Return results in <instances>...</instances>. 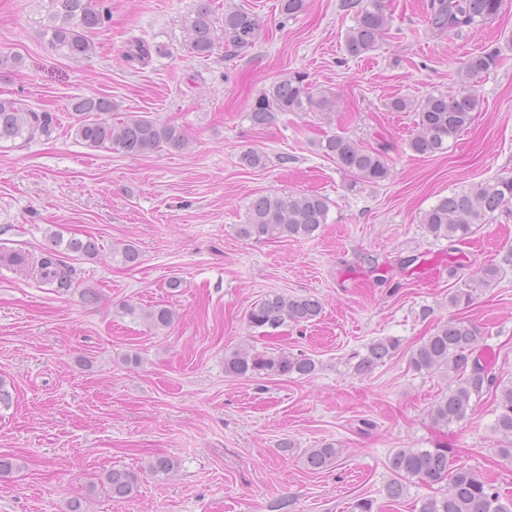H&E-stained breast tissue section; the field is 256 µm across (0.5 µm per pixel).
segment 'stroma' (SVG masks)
I'll return each instance as SVG.
<instances>
[{"mask_svg":"<svg viewBox=\"0 0 512 512\" xmlns=\"http://www.w3.org/2000/svg\"><path fill=\"white\" fill-rule=\"evenodd\" d=\"M383 2L386 37L352 58L344 39L356 13L344 0H307L285 24L279 0H213L219 13L253 11L260 37L238 55L218 48L198 59L183 29L195 0H105L110 21L93 36L94 54L74 61L39 39L38 0H0V51L21 58L0 69V94L57 117L51 138L0 148V255L37 261L54 235L100 248L93 259L60 250L74 270L66 288L0 262V381L12 395L0 406V455L21 464L0 477V512H68L75 499L83 512H269L280 497L288 512H350L362 497L379 512H418L439 485L416 481L389 500L387 459L439 444L454 465L512 494V460L498 455L492 431L494 395L435 427L428 412L450 380L410 364L437 324L457 316L482 327L483 361L512 379V214L461 243L433 239L420 222L442 197L512 174V0L450 36L431 30L428 0ZM135 39L157 49L146 65L122 59ZM491 44L501 62L474 80L471 125L447 153L411 152L417 115L391 111L390 101L454 93L463 63ZM293 71L335 110L252 125L249 104ZM77 97L181 126L190 146L140 157L88 147L72 131ZM333 133L386 144L388 178L353 183L317 147ZM248 149L266 153V167L241 166ZM276 191L326 196V224L307 240L238 238L248 201ZM127 241L140 253L133 267L112 257ZM491 264L500 268L494 286L450 307L449 292ZM271 290L316 297L320 318L252 332L245 313ZM126 304L166 306L176 320L156 330ZM386 337L399 341L393 358L358 374L354 353ZM245 339L266 354L305 352L317 370L226 374L225 353ZM329 442L343 450L336 464L308 470L305 451ZM159 455L178 464L164 480L146 469ZM112 469L139 472L133 497L103 486Z\"/></svg>","mask_w":512,"mask_h":512,"instance_id":"stroma-1","label":"stroma"}]
</instances>
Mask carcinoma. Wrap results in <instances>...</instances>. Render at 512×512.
I'll use <instances>...</instances> for the list:
<instances>
[{"mask_svg":"<svg viewBox=\"0 0 512 512\" xmlns=\"http://www.w3.org/2000/svg\"><path fill=\"white\" fill-rule=\"evenodd\" d=\"M45 17L40 21L38 36L48 46L72 60H84L94 52L89 34L105 27L110 10L103 0H46ZM371 6H360V0H347L345 7L356 9V24L345 35V50L351 57H360L377 47L388 25L381 0H370ZM502 0H430L429 22L439 32H459L474 28L497 15ZM306 0H280L281 24L303 12ZM187 46L198 58L213 54L223 44L228 54L237 53L255 44L260 33L256 16L245 8H230L224 16L216 15L211 0H198L183 21ZM151 46L133 40L124 54L128 63L144 64L152 57ZM500 50L486 49L471 56L459 73L461 88L453 95L429 94L419 101L396 97L390 101L393 112H415L418 121L407 140L408 148L419 156H434L448 149L472 122L478 109L479 97L471 88V80L496 67ZM76 121L72 125L75 137L88 147L108 144L124 154L145 156L164 147L184 150L190 145L185 130L175 124L160 122L147 116L128 113L118 121L105 116L119 111L117 104L105 97H77L71 103ZM335 103L325 96L309 91L305 76L284 74L262 90L249 105L246 118L255 126L275 123L279 116L290 112H331ZM56 119L46 111L27 107L14 98L0 97V143L35 137H51ZM325 156L354 181L376 183L388 178V157L383 150L365 147L339 134L318 141ZM246 168H262L266 156L257 150H247L240 156ZM512 205V176H501L470 190L453 192L438 200L421 217L426 233L436 240L462 242L494 214H501ZM329 200L318 193L274 192L254 197L246 206L245 220L236 225V235L244 241L264 242L281 238L296 240L314 237L321 225L327 223ZM68 248L79 255L92 258L98 253V243L72 239ZM120 262L131 267L139 262V251L125 243L114 250ZM40 275L60 288L70 285L72 269L57 258V250L49 248L39 260ZM499 268L490 265L482 277L464 288L448 294L452 307L469 305L479 288H488L496 280ZM322 312L321 302L311 296H288L278 291L267 293L253 303L247 312V323L253 329L275 330L282 326L305 325L315 321ZM141 316L155 329L171 325L174 313L167 307L141 311ZM482 331L475 324L451 317L436 326L411 354L410 364L418 372L454 374V384L448 394L431 407L430 418L437 426L447 427L462 421L472 401L493 388L498 394V409L492 431L501 437L499 454L512 459V381L503 382L480 363L477 356ZM399 346L393 338L370 344L359 356L355 366L363 375L374 366L392 358ZM317 370L311 356L281 352L277 355L260 353L249 345L240 346L224 355V372L241 378L255 375L310 376ZM341 449L334 443H324L305 452V466L320 471L336 464ZM451 450L446 445L434 448H398L387 460L393 478L386 486V495L396 500L404 495L413 480L439 484L448 482L439 497L422 501L419 512H512V498L501 495L494 480L470 468L452 467ZM176 469L173 459L158 456L148 464L149 472L160 478ZM139 476L125 469H112L104 476L112 497L124 499L136 491Z\"/></svg>","mask_w":512,"mask_h":512,"instance_id":"carcinoma-1","label":"carcinoma"}]
</instances>
